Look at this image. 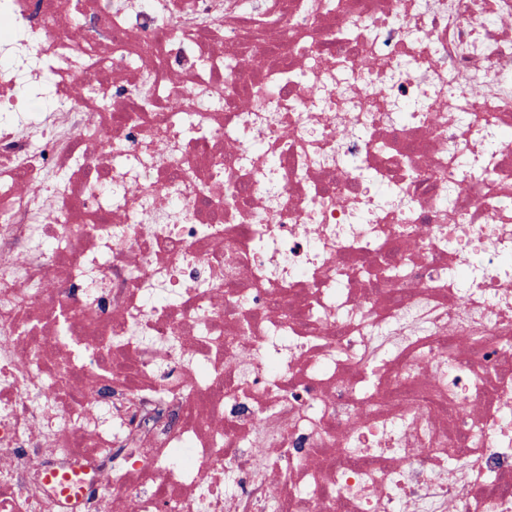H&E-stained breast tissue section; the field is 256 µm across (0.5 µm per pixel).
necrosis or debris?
<instances>
[{
    "mask_svg": "<svg viewBox=\"0 0 512 512\" xmlns=\"http://www.w3.org/2000/svg\"><path fill=\"white\" fill-rule=\"evenodd\" d=\"M332 2L0 0V512H512V0Z\"/></svg>",
    "mask_w": 512,
    "mask_h": 512,
    "instance_id": "necrosis-or-debris-1",
    "label": "necrosis or debris"
}]
</instances>
